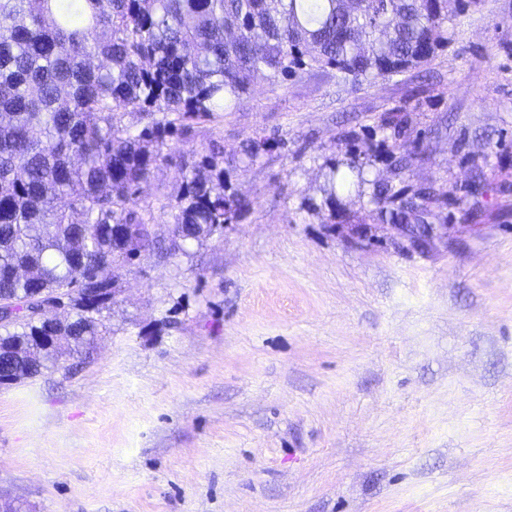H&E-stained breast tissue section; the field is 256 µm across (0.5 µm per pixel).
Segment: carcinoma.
<instances>
[{"label": "carcinoma", "mask_w": 512, "mask_h": 512, "mask_svg": "<svg viewBox=\"0 0 512 512\" xmlns=\"http://www.w3.org/2000/svg\"><path fill=\"white\" fill-rule=\"evenodd\" d=\"M476 0H0V302L69 288L70 316L54 332L79 353L102 311L80 295L112 288V265L163 251L140 185L173 162L169 141L239 107L257 76L287 80L336 71L352 82L427 64L448 46V27ZM136 114L131 125L127 114ZM276 139H249L251 161ZM170 200L173 235L200 242L234 224L247 203L226 192L224 149L213 140L181 165ZM446 191L374 194L383 224L425 223ZM45 326L0 323L11 345ZM15 357L14 381L57 365Z\"/></svg>", "instance_id": "obj_1"}]
</instances>
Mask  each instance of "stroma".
<instances>
[{
	"label": "stroma",
	"instance_id": "obj_1",
	"mask_svg": "<svg viewBox=\"0 0 512 512\" xmlns=\"http://www.w3.org/2000/svg\"><path fill=\"white\" fill-rule=\"evenodd\" d=\"M448 37L402 75L256 78L170 142L190 161L219 140L248 210L187 253L113 268L100 335L0 384V498L512 512V0H480ZM258 135L279 143L251 161ZM181 177L164 164L141 188L165 244ZM379 184L466 195L402 227L378 221Z\"/></svg>",
	"mask_w": 512,
	"mask_h": 512
}]
</instances>
